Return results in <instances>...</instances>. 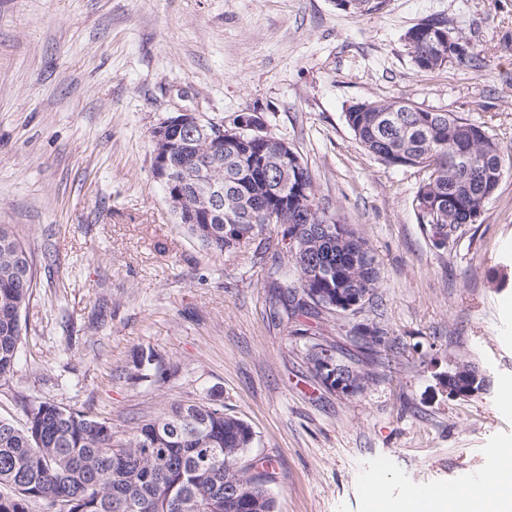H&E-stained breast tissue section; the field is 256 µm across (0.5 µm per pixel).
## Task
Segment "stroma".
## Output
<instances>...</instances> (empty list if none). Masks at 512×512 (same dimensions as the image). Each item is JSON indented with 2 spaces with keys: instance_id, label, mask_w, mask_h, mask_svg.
Instances as JSON below:
<instances>
[{
  "instance_id": "obj_1",
  "label": "stroma",
  "mask_w": 512,
  "mask_h": 512,
  "mask_svg": "<svg viewBox=\"0 0 512 512\" xmlns=\"http://www.w3.org/2000/svg\"><path fill=\"white\" fill-rule=\"evenodd\" d=\"M446 19L484 60L419 70L405 40ZM406 98L485 125L512 154V0H0V224L37 260L0 417L47 401L111 419L120 436L172 405L217 400L251 425L243 457L280 468L275 512H397L405 490L490 486L512 454V170L482 223L436 247L413 198L423 178L355 139L345 114ZM189 110L241 112L307 164L318 199L372 250L374 296L354 315L274 317L298 274L286 226L212 254L171 212L152 130ZM383 334L366 349L354 328ZM333 347L365 376L346 396L306 358ZM153 349L160 375L131 379ZM472 364L488 390L449 397ZM380 496L366 494L370 471Z\"/></svg>"
}]
</instances>
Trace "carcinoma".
Listing matches in <instances>:
<instances>
[{
  "label": "carcinoma",
  "instance_id": "obj_1",
  "mask_svg": "<svg viewBox=\"0 0 512 512\" xmlns=\"http://www.w3.org/2000/svg\"><path fill=\"white\" fill-rule=\"evenodd\" d=\"M417 44L412 60L434 70L433 52L448 31L447 21L428 18L413 26ZM369 102L350 108L345 120L356 140L379 161L425 172L413 203L417 221L430 236H449L464 224H478L496 193L506 166L498 142L486 127L451 112H433L405 101ZM279 138L224 142L216 156L197 140L172 154L186 179L179 224L207 251L248 245L271 225L286 224L293 242L288 254L298 273L279 301L288 315L329 311L337 299L365 303L377 288L379 272L364 241L321 208L308 167L279 159ZM204 170L211 184L224 188L220 208L196 185ZM195 212L207 224H190ZM35 281L33 257L10 227L0 224V380L14 370L23 333L22 310ZM318 293L326 301L307 302ZM156 355L141 350L133 360L137 380L152 377ZM25 425L0 418V512H274L267 484L271 473H252L239 465L255 434L224 406L210 402L179 404L142 421L126 438H117L112 420L40 401L29 405ZM238 494L224 496V489Z\"/></svg>",
  "mask_w": 512,
  "mask_h": 512
}]
</instances>
